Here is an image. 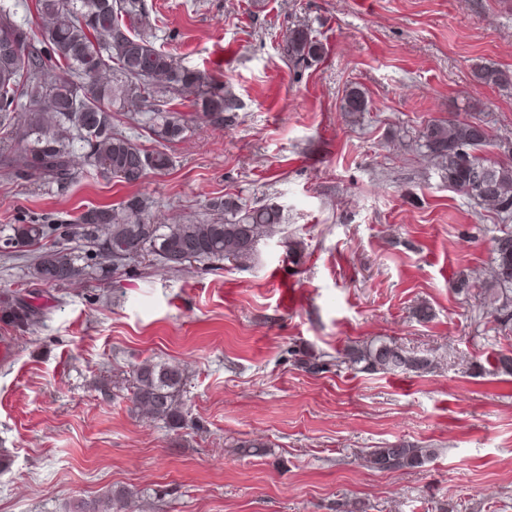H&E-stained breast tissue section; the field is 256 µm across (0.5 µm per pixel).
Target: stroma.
<instances>
[{"instance_id": "35a3bbf8", "label": "stroma", "mask_w": 512, "mask_h": 512, "mask_svg": "<svg viewBox=\"0 0 512 512\" xmlns=\"http://www.w3.org/2000/svg\"><path fill=\"white\" fill-rule=\"evenodd\" d=\"M156 46L226 82L223 120L179 100L188 130L173 164L141 186L159 224L203 218L210 199L286 208L250 264L175 273L140 258L111 279L62 287L27 275L33 254L0 253V292L36 293L34 332L0 320V512H68L79 499L140 491V512H512V380L493 373L495 333L455 275L491 266L497 219L449 188L398 139L432 119L479 118L512 163V0H144ZM309 28L326 48L288 65L281 42ZM370 111L341 112L347 86ZM63 191L0 165V225L74 215L132 195L76 159ZM428 304L430 322L413 308ZM383 336L442 365L422 377L313 375L292 350L336 353ZM179 365L189 425L133 411L132 371ZM484 372L473 375L471 363ZM242 439L267 442L241 455ZM393 442L437 449L413 470L359 454ZM474 79L486 86H504L512 84V73L494 65H479L473 70Z\"/></svg>"}]
</instances>
